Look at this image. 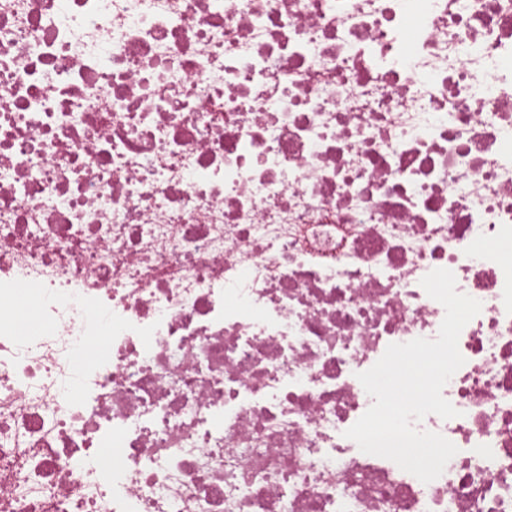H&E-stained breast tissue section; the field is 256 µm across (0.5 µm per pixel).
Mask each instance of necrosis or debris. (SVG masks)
Wrapping results in <instances>:
<instances>
[{
	"label": "necrosis or debris",
	"mask_w": 512,
	"mask_h": 512,
	"mask_svg": "<svg viewBox=\"0 0 512 512\" xmlns=\"http://www.w3.org/2000/svg\"><path fill=\"white\" fill-rule=\"evenodd\" d=\"M437 268L424 483L345 432ZM0 512H512V0H0Z\"/></svg>",
	"instance_id": "1"
}]
</instances>
